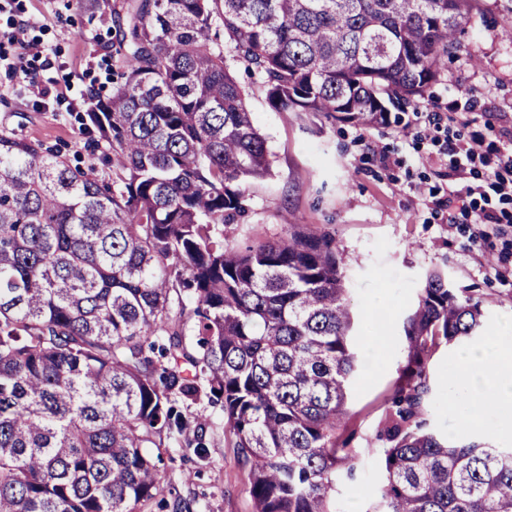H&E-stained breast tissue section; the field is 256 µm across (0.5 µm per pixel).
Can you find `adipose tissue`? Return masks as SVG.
Here are the masks:
<instances>
[{"label": "adipose tissue", "instance_id": "1", "mask_svg": "<svg viewBox=\"0 0 512 512\" xmlns=\"http://www.w3.org/2000/svg\"><path fill=\"white\" fill-rule=\"evenodd\" d=\"M458 362L447 382L453 405L474 417L491 403L512 405V318L502 320L482 345L463 350Z\"/></svg>", "mask_w": 512, "mask_h": 512}]
</instances>
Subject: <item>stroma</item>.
<instances>
[{
  "label": "stroma",
  "instance_id": "1",
  "mask_svg": "<svg viewBox=\"0 0 512 512\" xmlns=\"http://www.w3.org/2000/svg\"><path fill=\"white\" fill-rule=\"evenodd\" d=\"M124 0H9L0 10V33L9 20H26L15 43L0 37L8 54L36 44L41 57L31 69L45 99L29 95L23 80L0 68V131L60 148L71 164L108 171L102 153H90L80 118L91 93L112 91L117 14ZM512 0H473L461 34L463 51L450 58L440 81L418 104L392 110L387 123L358 126L313 112L271 106L265 87L245 72L237 78L248 91L252 121L265 137L272 172L248 190L246 215L224 227L226 245L244 249L286 238L289 224H303L332 239L343 260L353 312L350 343L361 365L338 431L354 448L358 478L336 481V512H375L376 489L385 478L378 453L379 427L405 364L404 322L432 270L444 271L457 290L499 299L486 316L483 335L512 315V223L503 233L483 235L474 208L512 216V201L468 200L465 185L479 174L449 168L439 149L445 137L485 132L496 147H512ZM497 113L493 131L483 115ZM440 113V130L426 115ZM456 346L432 358L434 397L428 420L449 440H481L512 448V436L494 435L493 418L481 424L443 394L442 381L456 371ZM192 426L203 427L206 448H171L161 466L155 497L139 512H254L248 469L224 428L218 402H186Z\"/></svg>",
  "mask_w": 512,
  "mask_h": 512
}]
</instances>
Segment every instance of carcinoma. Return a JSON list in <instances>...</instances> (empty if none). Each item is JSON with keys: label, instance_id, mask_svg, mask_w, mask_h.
<instances>
[{"label": "carcinoma", "instance_id": "carcinoma-1", "mask_svg": "<svg viewBox=\"0 0 512 512\" xmlns=\"http://www.w3.org/2000/svg\"><path fill=\"white\" fill-rule=\"evenodd\" d=\"M472 0H127L117 85L89 125L108 180L0 133V512H135L184 399L224 400L255 512H333L358 367L341 258L301 224L236 250L270 175L243 69L270 104L375 125L439 81ZM503 302L433 273L381 426L379 512H512V449L428 426L429 363ZM158 349L160 359L146 355Z\"/></svg>", "mask_w": 512, "mask_h": 512}]
</instances>
